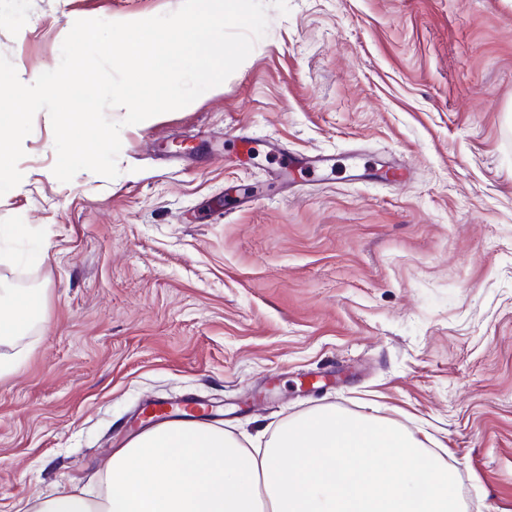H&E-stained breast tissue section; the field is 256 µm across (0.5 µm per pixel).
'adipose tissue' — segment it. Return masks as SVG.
<instances>
[{
  "label": "adipose tissue",
  "mask_w": 512,
  "mask_h": 512,
  "mask_svg": "<svg viewBox=\"0 0 512 512\" xmlns=\"http://www.w3.org/2000/svg\"><path fill=\"white\" fill-rule=\"evenodd\" d=\"M41 293L0 305V343L28 325ZM96 498L38 497L24 512H461L457 478L400 426L324 407L246 447L208 424L161 425L112 454Z\"/></svg>",
  "instance_id": "ef3b65f1"
}]
</instances>
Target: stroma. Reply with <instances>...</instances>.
I'll return each instance as SVG.
<instances>
[{
  "label": "stroma",
  "mask_w": 512,
  "mask_h": 512,
  "mask_svg": "<svg viewBox=\"0 0 512 512\" xmlns=\"http://www.w3.org/2000/svg\"><path fill=\"white\" fill-rule=\"evenodd\" d=\"M180 4L0 0V55L30 84L75 21ZM287 4L223 84L122 128L114 179L60 182L35 114L0 196V284L43 293L0 344V512L96 493L136 407L188 396L254 439L325 404L430 434L467 512H512V0ZM240 127L336 171L270 186Z\"/></svg>",
  "instance_id": "35a3bbf8"
}]
</instances>
